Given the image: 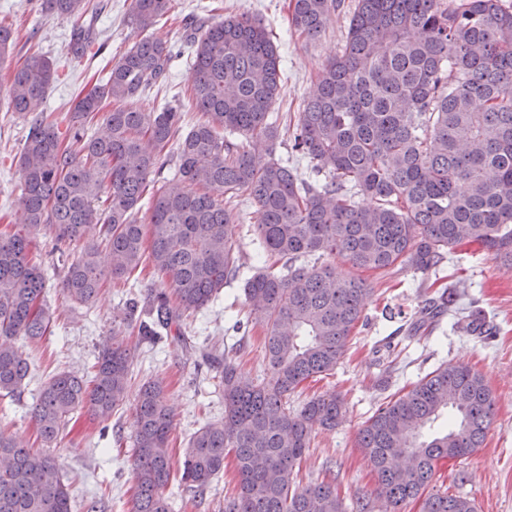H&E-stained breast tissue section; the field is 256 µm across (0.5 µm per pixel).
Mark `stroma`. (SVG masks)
<instances>
[{"label":"stroma","mask_w":512,"mask_h":512,"mask_svg":"<svg viewBox=\"0 0 512 512\" xmlns=\"http://www.w3.org/2000/svg\"><path fill=\"white\" fill-rule=\"evenodd\" d=\"M289 0H175L172 15L160 19L150 30L153 37L181 47L180 21L189 15L220 20L225 14H243L263 21L271 30L283 59L284 74L278 112L296 116L305 100L317 89L318 72L333 59L346 35L354 0H342L325 32L315 40L299 37L288 23ZM132 0H91L90 15L101 49L74 56L70 50L73 21L46 14L42 0H0V23L14 29L16 42L10 58L0 64V232L18 222L17 202L23 192L18 159L28 125L26 116L9 107L10 74L27 55L39 52L56 61L60 78L48 92L45 110L54 117L66 115L80 90H88L108 76L109 64L118 60L140 34L127 22ZM192 70L187 56H180L172 69V84L137 101V108L150 112L169 105L185 114V128L201 118L189 101ZM255 207L243 201L235 226L240 273L226 284L219 297L183 322V340L168 339L152 345L135 334L126 340L135 351L133 377L125 403L113 416L111 433L100 436L87 418L69 425L67 435L51 448L59 475L71 496L72 512H86L87 501L96 499L101 512H132L135 481L130 439L133 409L142 383L162 381L174 411L170 444L174 461H181L192 433L204 423L222 419L224 395L212 379L207 353H221L236 340H243L240 368L250 379L270 380L261 329L249 333L234 323L245 316L243 280L259 267V247L254 232ZM32 255L44 269L45 288L58 319L49 333L27 351L33 374L20 400L0 399V430L32 443L36 428L30 412L43 381L55 372L84 373L93 364L99 347L113 330L121 328L129 296L146 298L160 288L161 279L152 268L134 272L126 280H106L94 304L80 306L58 296L62 265L52 251L54 235L49 229L32 231ZM370 292L365 300L366 326L358 328L346 357L331 375L310 383L303 393L288 400L297 409L305 399L326 391L340 393L347 412L336 429L319 432L303 463L302 484L320 481L325 474L336 478V489L345 503L364 498L373 512L380 503L372 499L376 486L369 460L357 446L363 423L386 398L409 386L442 363L462 362L479 371L497 401V413L482 448L467 458L439 465L433 479L436 490L473 499L478 512H512V266L503 265L471 245L451 254L440 271L429 275L408 268L394 269L388 276L363 274ZM457 281V306L483 310L492 335L470 336L453 329L451 319H442L427 335L407 338L399 333L402 316L412 314L427 297L431 284ZM393 336L399 357L393 370H385L376 341ZM235 492L234 461L226 459L224 474L214 479L201 502L179 478H172L164 494L172 512H224L225 502Z\"/></svg>","instance_id":"35a3bbf8"}]
</instances>
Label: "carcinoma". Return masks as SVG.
Wrapping results in <instances>:
<instances>
[{"instance_id":"carcinoma-1","label":"carcinoma","mask_w":512,"mask_h":512,"mask_svg":"<svg viewBox=\"0 0 512 512\" xmlns=\"http://www.w3.org/2000/svg\"><path fill=\"white\" fill-rule=\"evenodd\" d=\"M172 0H133L129 22L145 32ZM341 0H290L288 21L308 40L325 32ZM49 13L80 22L73 52L95 44L81 23L90 0H45ZM193 74L191 97L202 120L183 132L173 107L143 112L134 103L167 84L171 46L141 38L111 65L107 81L77 95L59 122L45 101L56 64L34 53L11 73V109L34 115L19 164L22 229L0 234V396L14 397L31 375L27 347L55 321L45 276L33 261L32 228L55 235L63 299L93 304L105 278L130 276L151 263L171 292L127 306L125 324L154 343L182 336L181 320L206 307L237 278L234 202L255 206V233L265 256L243 284L248 318L265 330L269 385L242 377L224 358V419L197 429L184 449L181 483L203 494L233 454L237 487L224 512H345L331 481L295 484L319 429L336 427L344 401L330 392L295 410L288 397L309 379L336 369L364 317L366 281L336 276L328 260L356 270L398 265L423 274L447 255L477 245L512 265V10L503 0H355L336 58L318 74V93L297 120L273 112L281 57L266 26L234 14L186 26ZM15 37L0 23V63ZM116 107L97 120L105 102ZM308 160L302 180L273 157L282 135ZM176 146L178 171L150 197L149 178L162 153ZM373 200L359 207L354 198ZM97 233L110 262L103 270ZM455 290L443 289L416 335L446 314L471 336H486L482 310L456 317ZM134 352L112 331L86 376L59 371L31 411L49 448L74 415L108 429L123 405ZM496 398L483 376L444 363L408 391L394 394L365 422L358 447L376 478L381 512L421 502L420 512H476L462 495L430 489L437 464L483 446ZM173 410L159 382L142 385L133 410V512H170L164 490L173 470ZM45 448L0 432V512H71L70 494Z\"/></svg>"}]
</instances>
